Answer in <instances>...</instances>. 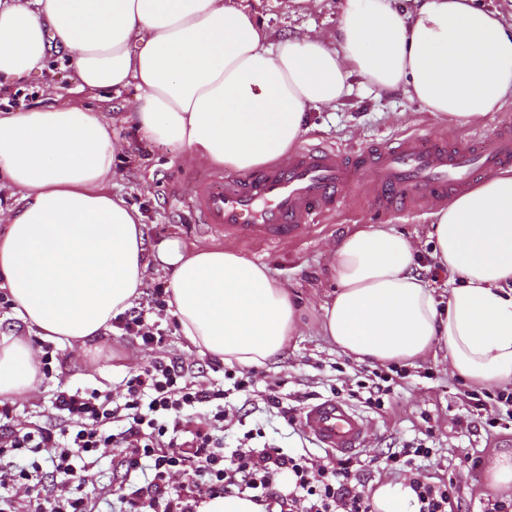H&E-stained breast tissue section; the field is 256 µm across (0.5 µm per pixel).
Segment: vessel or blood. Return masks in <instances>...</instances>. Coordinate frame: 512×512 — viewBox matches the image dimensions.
Segmentation results:
<instances>
[{
	"mask_svg": "<svg viewBox=\"0 0 512 512\" xmlns=\"http://www.w3.org/2000/svg\"><path fill=\"white\" fill-rule=\"evenodd\" d=\"M512 163V129L454 145L411 133L396 142L347 155L308 145L261 172L207 174L194 187L199 221L226 238L273 245L294 240L333 212L343 191L373 180V202L388 209L448 202L477 176ZM303 431L322 448L348 453L362 447L368 423L344 402L328 399L301 412Z\"/></svg>",
	"mask_w": 512,
	"mask_h": 512,
	"instance_id": "obj_1",
	"label": "vessel or blood"
}]
</instances>
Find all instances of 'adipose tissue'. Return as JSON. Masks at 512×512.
<instances>
[{
  "mask_svg": "<svg viewBox=\"0 0 512 512\" xmlns=\"http://www.w3.org/2000/svg\"><path fill=\"white\" fill-rule=\"evenodd\" d=\"M415 2L407 13L396 0H345L332 40L273 44L230 0H0V76L27 79L66 53L80 90L138 89L142 138L239 172L294 148L308 112L349 95L354 74L451 121L501 110L512 100V25L474 0ZM118 149L103 112L80 103L0 113V189L16 201L0 235V289L24 326L0 336V397L35 388L29 333L92 344L136 304L152 260L171 271L182 336L227 364L264 366L297 331L294 302L265 265L176 241L148 256L140 213L109 190ZM432 218L447 299L416 272L408 238L371 224L336 246L322 334L358 362L410 365L442 350L471 385H512V169ZM372 505L418 512L405 481L377 484Z\"/></svg>",
  "mask_w": 512,
  "mask_h": 512,
  "instance_id": "adipose-tissue-1",
  "label": "adipose tissue"
}]
</instances>
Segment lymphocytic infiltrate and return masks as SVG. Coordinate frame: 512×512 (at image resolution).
<instances>
[{"label":"lymphocytic infiltrate","mask_w":512,"mask_h":512,"mask_svg":"<svg viewBox=\"0 0 512 512\" xmlns=\"http://www.w3.org/2000/svg\"><path fill=\"white\" fill-rule=\"evenodd\" d=\"M407 369L388 373L365 370L357 387L366 407L381 410L391 401ZM223 386L206 385L192 365L177 358H157L148 368L122 382L120 402L95 388L56 391L53 424H12L15 409L0 400V512H18L19 490L35 491L43 464H51L53 488L36 494L33 512H89L96 494L92 470L103 450H111L137 481H122L118 512H196L199 494H247L265 502L277 494L282 474L292 485L286 499L304 503V512H371L369 498L352 458L320 464L306 451L253 445L245 432L232 454H225ZM460 400L467 416H480L485 428L512 421V391L497 394L464 389ZM209 408L196 421L197 408ZM419 512H449L460 491L459 479L411 480Z\"/></svg>","instance_id":"1"}]
</instances>
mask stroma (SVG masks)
<instances>
[{"label": "stroma", "instance_id": "1", "mask_svg": "<svg viewBox=\"0 0 512 512\" xmlns=\"http://www.w3.org/2000/svg\"><path fill=\"white\" fill-rule=\"evenodd\" d=\"M247 3L274 40L286 35L331 37L343 8V0ZM351 83L350 95L336 105L310 113V129L303 135L302 144L330 145L350 155L407 133L417 132L425 137L435 134L453 142L469 135L490 136L512 124V102L479 121L451 122L427 112L404 90L380 93L358 77L352 78ZM135 96L131 87L88 96L79 91L74 69L56 62L29 79L23 91L1 88L0 110L22 103L48 106L59 97L102 110L112 124V137L120 146L112 165L111 190L142 213L148 251H157L160 244L172 240L189 249L224 247L223 238L198 224L193 207L191 186L208 171V164L194 160L185 149L160 147L141 138L129 121ZM369 184L365 177L348 189L335 216L319 223L299 242L236 246V253L266 265L288 289L299 311V323L283 356L262 367L256 392L229 391L225 400V451L237 448L244 432L253 430L261 432L263 442L284 449L304 448L313 456H325V449L317 447L300 426L286 425L275 410L268 408L263 392L267 383L282 380L280 393L284 402L300 410L309 402L328 397L331 387L358 379L360 363L338 352L319 329L322 306L336 287L332 266L337 243L361 226L384 224L410 239L421 255H428L433 249L428 237L430 209H379L367 200ZM148 301V296H141L136 307L146 310L147 323L163 335L162 344H132L115 329L102 334L87 348L54 347L52 373L40 377L34 390L18 399L17 421L48 425L53 419L52 395L61 383L72 387L91 384L120 395L119 384L125 376L161 356L181 357L193 365L203 381L223 382V366L181 335L172 308L152 310ZM464 385L463 379L452 374L445 354L440 353L410 366L408 377L395 389L391 408L377 413L365 408L360 399L348 398V405L369 423L365 447L352 455L366 491H373L378 482L391 476L390 471L375 467L376 459L423 439L435 448L436 454L431 461L418 462V472L434 482L458 475L466 457H479L480 468L461 477L463 488L452 510L486 512L498 495L486 485L484 466L499 453L512 451V425L496 429L491 437L481 429L466 431L460 424L463 407L459 390Z\"/></svg>", "mask_w": 512, "mask_h": 512}]
</instances>
